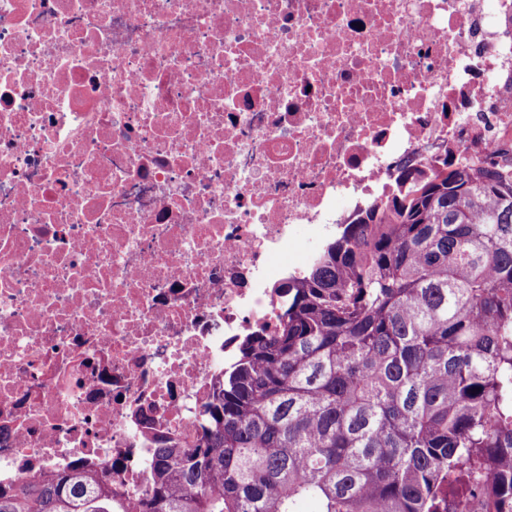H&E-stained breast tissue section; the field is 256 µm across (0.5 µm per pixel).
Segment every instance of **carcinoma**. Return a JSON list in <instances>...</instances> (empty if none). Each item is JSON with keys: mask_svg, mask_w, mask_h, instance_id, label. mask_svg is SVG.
<instances>
[{"mask_svg": "<svg viewBox=\"0 0 512 512\" xmlns=\"http://www.w3.org/2000/svg\"><path fill=\"white\" fill-rule=\"evenodd\" d=\"M359 210L136 501L63 469L0 512H512V173L444 158Z\"/></svg>", "mask_w": 512, "mask_h": 512, "instance_id": "obj_1", "label": "carcinoma"}]
</instances>
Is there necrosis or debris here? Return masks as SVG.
Wrapping results in <instances>:
<instances>
[{
    "label": "necrosis or debris",
    "instance_id": "obj_1",
    "mask_svg": "<svg viewBox=\"0 0 512 512\" xmlns=\"http://www.w3.org/2000/svg\"><path fill=\"white\" fill-rule=\"evenodd\" d=\"M512 164V0H0V485H146L317 246Z\"/></svg>",
    "mask_w": 512,
    "mask_h": 512
}]
</instances>
